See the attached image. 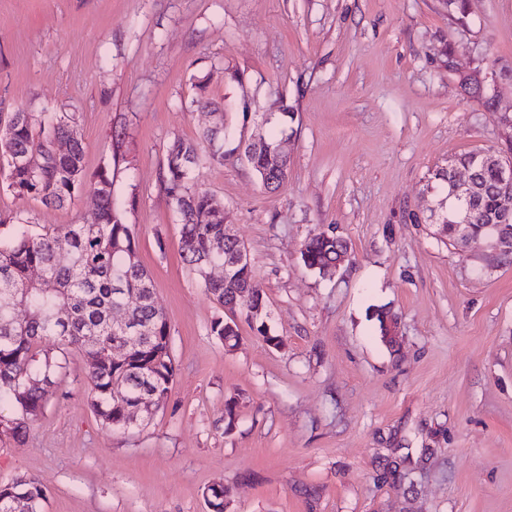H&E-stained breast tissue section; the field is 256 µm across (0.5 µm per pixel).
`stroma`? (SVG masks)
I'll list each match as a JSON object with an SVG mask.
<instances>
[{"label":"stroma","instance_id":"obj_1","mask_svg":"<svg viewBox=\"0 0 512 512\" xmlns=\"http://www.w3.org/2000/svg\"><path fill=\"white\" fill-rule=\"evenodd\" d=\"M284 108L290 173L269 192L238 146ZM17 110L73 117L85 184L48 208L0 183V238L94 223L109 169L176 375L148 425L113 431L70 351L26 441L0 436V482L36 477L42 512H209L215 484L224 512H512V256L411 219L438 203L433 170L512 148V0H0V113ZM219 121L220 163L203 138ZM178 140L282 347L245 323L235 348L212 334L225 311L161 181ZM317 233L349 244L333 275L301 260Z\"/></svg>","mask_w":512,"mask_h":512}]
</instances>
